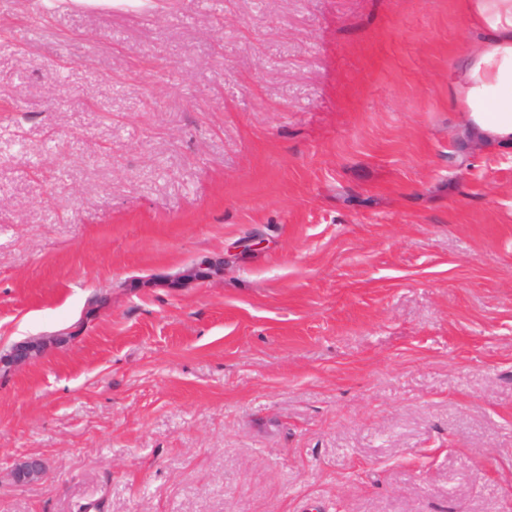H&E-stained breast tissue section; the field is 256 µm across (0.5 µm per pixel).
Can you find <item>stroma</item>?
Listing matches in <instances>:
<instances>
[{"mask_svg":"<svg viewBox=\"0 0 512 512\" xmlns=\"http://www.w3.org/2000/svg\"><path fill=\"white\" fill-rule=\"evenodd\" d=\"M485 37L0 0V360L44 342L0 368V512H512V144L448 105Z\"/></svg>","mask_w":512,"mask_h":512,"instance_id":"obj_1","label":"stroma"}]
</instances>
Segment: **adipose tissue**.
Wrapping results in <instances>:
<instances>
[{
	"label": "adipose tissue",
	"mask_w": 512,
	"mask_h": 512,
	"mask_svg": "<svg viewBox=\"0 0 512 512\" xmlns=\"http://www.w3.org/2000/svg\"><path fill=\"white\" fill-rule=\"evenodd\" d=\"M487 38L454 81L448 104L475 140L512 143V0H466Z\"/></svg>",
	"instance_id": "ef3b65f1"
}]
</instances>
